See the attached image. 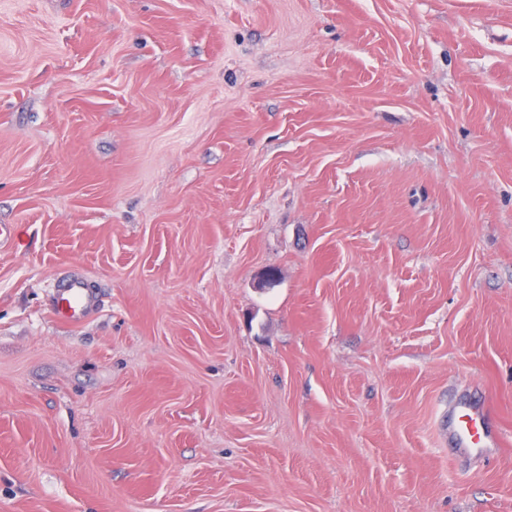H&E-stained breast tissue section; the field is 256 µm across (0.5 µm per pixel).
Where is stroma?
I'll return each instance as SVG.
<instances>
[{
    "label": "stroma",
    "mask_w": 512,
    "mask_h": 512,
    "mask_svg": "<svg viewBox=\"0 0 512 512\" xmlns=\"http://www.w3.org/2000/svg\"><path fill=\"white\" fill-rule=\"evenodd\" d=\"M0 224V512H512V0H0ZM53 290L52 313L62 321L77 322L100 304V295L89 290L76 273L57 278ZM493 414L485 399L458 398L448 407V444L472 457H488L504 446L492 429Z\"/></svg>",
    "instance_id": "stroma-1"
}]
</instances>
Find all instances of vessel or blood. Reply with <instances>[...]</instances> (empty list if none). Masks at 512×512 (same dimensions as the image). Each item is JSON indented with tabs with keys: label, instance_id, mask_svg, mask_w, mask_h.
Listing matches in <instances>:
<instances>
[{
	"label": "vessel or blood",
	"instance_id": "1",
	"mask_svg": "<svg viewBox=\"0 0 512 512\" xmlns=\"http://www.w3.org/2000/svg\"><path fill=\"white\" fill-rule=\"evenodd\" d=\"M100 303L98 293L89 290L76 273L57 279L52 299V313L62 321H79ZM493 414L486 401L456 399L448 408V443L473 457H487L500 450L504 438L493 430Z\"/></svg>",
	"mask_w": 512,
	"mask_h": 512
}]
</instances>
